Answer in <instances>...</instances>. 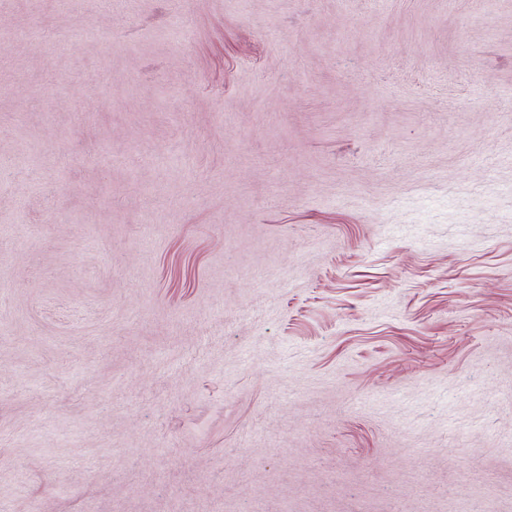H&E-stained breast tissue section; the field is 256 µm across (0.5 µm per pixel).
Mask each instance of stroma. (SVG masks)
<instances>
[{
  "label": "stroma",
  "instance_id": "stroma-1",
  "mask_svg": "<svg viewBox=\"0 0 512 512\" xmlns=\"http://www.w3.org/2000/svg\"><path fill=\"white\" fill-rule=\"evenodd\" d=\"M244 500L512 512V0H0V512Z\"/></svg>",
  "mask_w": 512,
  "mask_h": 512
}]
</instances>
